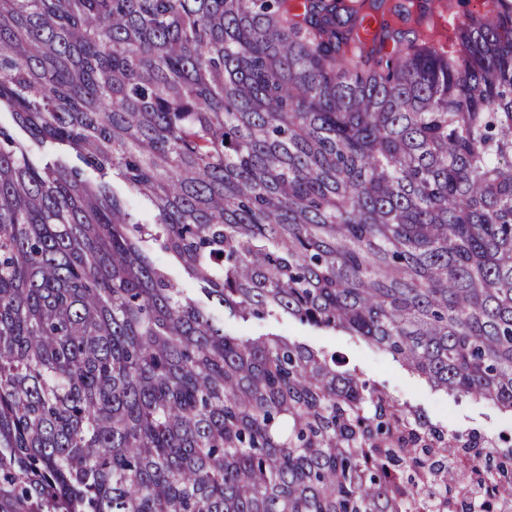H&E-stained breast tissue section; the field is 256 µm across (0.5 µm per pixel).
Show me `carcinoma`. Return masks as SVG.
Wrapping results in <instances>:
<instances>
[{
	"label": "carcinoma",
	"instance_id": "cac0c4a2",
	"mask_svg": "<svg viewBox=\"0 0 512 512\" xmlns=\"http://www.w3.org/2000/svg\"><path fill=\"white\" fill-rule=\"evenodd\" d=\"M380 8L0 0L27 136L0 124V512L512 502V450L334 353L226 334L154 257L244 322L343 331L512 413V0L453 50Z\"/></svg>",
	"mask_w": 512,
	"mask_h": 512
}]
</instances>
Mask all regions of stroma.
<instances>
[{
    "instance_id": "stroma-1",
    "label": "stroma",
    "mask_w": 512,
    "mask_h": 512,
    "mask_svg": "<svg viewBox=\"0 0 512 512\" xmlns=\"http://www.w3.org/2000/svg\"><path fill=\"white\" fill-rule=\"evenodd\" d=\"M214 316L233 336L258 337L268 333L322 349L342 358L347 367L358 369L372 383L384 387L395 398L416 408L448 432L473 430L487 438L512 437V414L476 398H455L432 389L424 380L407 372L389 354L342 331H322L292 317L254 319L242 322L223 308L213 307Z\"/></svg>"
}]
</instances>
